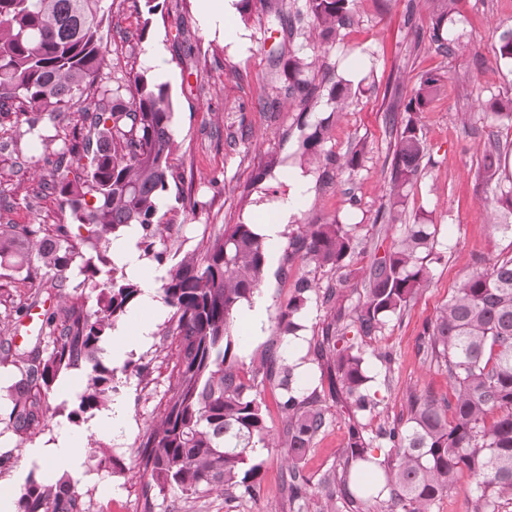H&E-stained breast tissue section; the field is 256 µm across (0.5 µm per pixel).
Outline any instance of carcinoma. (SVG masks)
Returning a JSON list of instances; mask_svg holds the SVG:
<instances>
[{
	"label": "carcinoma",
	"instance_id": "1",
	"mask_svg": "<svg viewBox=\"0 0 512 512\" xmlns=\"http://www.w3.org/2000/svg\"><path fill=\"white\" fill-rule=\"evenodd\" d=\"M103 0H0V114L25 116L26 134L47 144L42 115L74 112L71 137L50 156L53 172L41 193L68 211V224L0 226V262L31 264L26 288L99 290L90 314L75 301L45 321L47 331L29 351L7 348L21 379L9 387L13 407L9 423L28 436L40 424V405L66 371L91 366L77 409L78 419L105 408L116 390L115 371L98 359L113 323L140 295L136 282L108 256L110 238L137 226L141 257L165 270L162 299L173 310V334L179 337L176 375L156 425L146 434L138 467L149 475L148 489H177L194 500L222 487L254 497L261 489L262 464L255 449L272 440L267 408L251 395V386L231 362L233 314L239 303L259 290L266 276L268 248L250 224H227L200 255L175 262L165 240L178 224L156 220L169 192L174 151L172 104L163 85L147 72L102 87L106 65L99 28ZM318 36H334L350 14L351 0H307ZM497 59L512 62V29L494 43ZM441 90L429 74L404 104L408 119L397 129L387 213L395 219L404 206V189L417 174L427 150L417 114ZM85 229L76 234L73 229ZM357 247L346 224H307L291 238L287 258L295 255L316 267L340 271ZM441 260L429 224H411L407 234L365 274L363 300L350 319L339 312L322 330L315 353L328 358V393L351 401L365 412L375 407L367 393L371 377L358 338L381 332L385 319L399 315L429 284V266ZM82 276L71 279L73 269ZM107 278H102L103 273ZM313 281L300 279L294 295L278 314L286 336L296 322ZM422 348L448 373L453 400L441 402L429 391L412 393L405 422L381 425L370 434L355 421L339 467L321 481L329 497L369 510L374 496H386L383 512H432L435 503L457 488L468 474L473 486L471 512H499L512 501V256L498 259L462 280L421 334ZM263 377L283 390L278 406L286 415L284 449L291 465L283 490L293 500L308 480L299 464L326 425L317 391L291 387V369L269 349ZM384 456L370 453L373 442ZM375 474V485L352 490L357 464ZM16 512H86L80 494L63 475L45 484L29 473Z\"/></svg>",
	"mask_w": 512,
	"mask_h": 512
}]
</instances>
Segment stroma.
<instances>
[{
    "instance_id": "obj_1",
    "label": "stroma",
    "mask_w": 512,
    "mask_h": 512,
    "mask_svg": "<svg viewBox=\"0 0 512 512\" xmlns=\"http://www.w3.org/2000/svg\"><path fill=\"white\" fill-rule=\"evenodd\" d=\"M151 15L136 13L132 0H106L102 27L107 64L102 85L140 70L165 85L172 101L176 148L170 164L179 190L166 196L159 210L161 223L179 225L166 241L174 259L200 252L225 224H256L263 208L289 192V175H299L305 187L296 214L283 227L278 249L266 271L261 292L266 313L259 335L245 334L234 324L236 369L254 379V389L267 405L274 438H281L284 415L277 402L280 390L262 381L261 360L276 348L286 365L301 362L293 373L295 387L312 391L327 383L326 360L315 346L323 328L338 310H351L364 296V277L374 258L396 244L408 224L434 225L440 262L431 264L429 285L400 315L390 317L379 335L365 338L377 407L361 421L374 430L407 417L409 392L445 397L448 377L437 362L426 358L419 335L434 319L454 288L477 266L512 256V235L502 224L512 221L494 198L498 187L512 186V125L493 121L487 102L512 103V64L496 60L492 46L499 34L512 29V0H353L352 18L330 40L312 31L306 0H253L248 12L235 15L246 33L240 44L225 42L201 16L202 0H155ZM454 41L452 49L437 48L428 32L439 14ZM160 50L164 68L150 66L148 54ZM302 64L303 78L313 92L300 102L291 92L289 58ZM428 72L443 78L440 95L419 116L427 154L406 191L405 211L396 222L379 219L393 183L391 161L396 128L389 114L396 93L411 94ZM344 86L343 103L331 89ZM323 128L316 159H301L304 135ZM16 123L12 138L0 139V224H64L68 215L58 201L37 196L50 166L41 144L25 136ZM508 146L494 182L484 178L482 157L493 143ZM361 147L356 170L343 165L347 152ZM31 161L26 176H16V158ZM195 209L184 208V201ZM350 225L359 245L349 262L351 274L338 301L324 303L322 289L335 283L336 271L312 268L301 259L285 261L288 240L307 224ZM309 275L315 286L299 315L297 335L281 338L277 317L293 292L297 277ZM22 271L0 264V342L32 349L39 336L20 306L29 291L16 287ZM172 310L163 307L152 340L137 349L113 355L104 347L101 361L115 368L116 398L128 407L120 435L95 432L97 417L76 422L68 413L85 388L89 369L82 366L59 377L48 395L39 431L24 439L9 423L8 388L21 374L11 363H0V481L23 490L34 467L25 450L55 443L60 433L86 436L83 463L71 483L87 512H352L345 503L329 509L318 490L325 473L338 465L348 444L352 414L342 401L325 400L327 423L302 459L309 480L304 497L289 502L282 490L288 463L280 448H260L263 462L261 492L250 498L215 491L193 500L179 491L149 492L136 461L145 432L164 408L178 360L179 339L169 330ZM298 357H290V346ZM148 365L147 376L125 373V366ZM110 449L113 463L102 462L98 447Z\"/></svg>"
}]
</instances>
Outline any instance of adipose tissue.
Wrapping results in <instances>:
<instances>
[{
  "mask_svg": "<svg viewBox=\"0 0 512 512\" xmlns=\"http://www.w3.org/2000/svg\"><path fill=\"white\" fill-rule=\"evenodd\" d=\"M293 193L277 201L269 210L268 217L263 220L260 232L269 249H276L280 242L279 233L283 225L288 224L296 211L298 194L303 191L301 179H294ZM138 237L137 228H129L124 241L117 246V252L129 270L140 276V310L133 319V327L128 331H120L113 336V346L125 351L148 344L155 332L156 317L160 311L157 282L155 274L143 273L144 262L135 246ZM86 443L85 438L61 434L56 442L48 448L28 449L29 457L49 461L57 471H77L78 450Z\"/></svg>",
  "mask_w": 512,
  "mask_h": 512,
  "instance_id": "obj_1",
  "label": "adipose tissue"
}]
</instances>
